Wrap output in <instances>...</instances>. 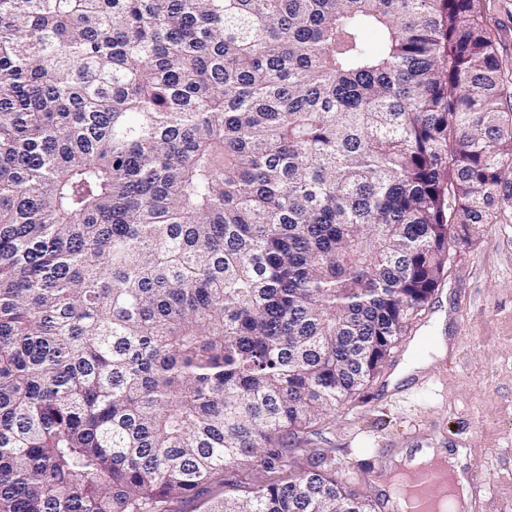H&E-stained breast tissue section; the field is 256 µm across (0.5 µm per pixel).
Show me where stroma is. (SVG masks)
Returning a JSON list of instances; mask_svg holds the SVG:
<instances>
[{
	"instance_id": "obj_1",
	"label": "stroma",
	"mask_w": 512,
	"mask_h": 512,
	"mask_svg": "<svg viewBox=\"0 0 512 512\" xmlns=\"http://www.w3.org/2000/svg\"><path fill=\"white\" fill-rule=\"evenodd\" d=\"M313 448L337 476L392 512L379 452L441 448L487 492L479 512H512V207L452 251L448 274L379 373L317 420Z\"/></svg>"
}]
</instances>
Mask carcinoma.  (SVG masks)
<instances>
[{"instance_id": "cac0c4a2", "label": "carcinoma", "mask_w": 512, "mask_h": 512, "mask_svg": "<svg viewBox=\"0 0 512 512\" xmlns=\"http://www.w3.org/2000/svg\"><path fill=\"white\" fill-rule=\"evenodd\" d=\"M497 27L484 0H0V512H376L293 440L512 203Z\"/></svg>"}]
</instances>
